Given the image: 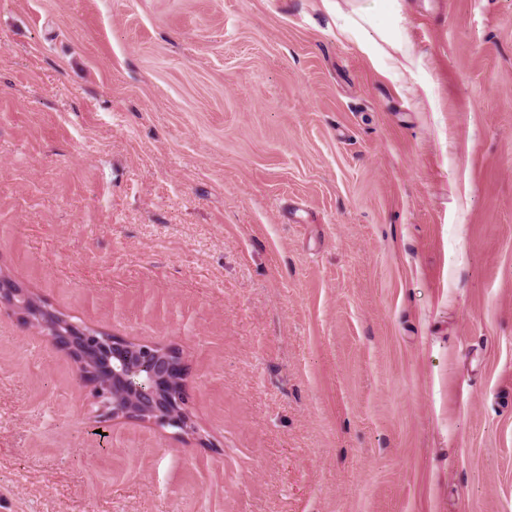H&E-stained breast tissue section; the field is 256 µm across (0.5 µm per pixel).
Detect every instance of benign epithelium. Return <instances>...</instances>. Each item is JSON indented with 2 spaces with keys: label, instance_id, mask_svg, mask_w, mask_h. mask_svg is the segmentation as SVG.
I'll return each instance as SVG.
<instances>
[{
  "label": "benign epithelium",
  "instance_id": "obj_1",
  "mask_svg": "<svg viewBox=\"0 0 512 512\" xmlns=\"http://www.w3.org/2000/svg\"><path fill=\"white\" fill-rule=\"evenodd\" d=\"M29 291L10 276L0 274V308L16 314L75 365L81 382L89 387L101 413L93 426L99 437L109 436L106 424L114 420L175 428L192 435L206 447L189 414L187 378L190 366L173 344H146L82 327L67 320L50 305L38 302L39 313L26 307Z\"/></svg>",
  "mask_w": 512,
  "mask_h": 512
}]
</instances>
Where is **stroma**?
Here are the masks:
<instances>
[{
  "mask_svg": "<svg viewBox=\"0 0 512 512\" xmlns=\"http://www.w3.org/2000/svg\"><path fill=\"white\" fill-rule=\"evenodd\" d=\"M0 0V273L180 346L115 421L0 310V512H512V0ZM352 5V12L357 16L347 17V22L339 26V32L345 38L357 40L360 51L373 63L381 57L392 61L393 68L400 74L412 73L418 64L414 48L406 36L408 17L404 12L403 1L408 0H346ZM362 2H371V5ZM383 2L392 5V21L383 28L376 30L378 38L360 39L357 31L362 28V22L371 24L375 12ZM367 4V5H366Z\"/></svg>",
  "mask_w": 512,
  "mask_h": 512,
  "instance_id": "1",
  "label": "stroma"
}]
</instances>
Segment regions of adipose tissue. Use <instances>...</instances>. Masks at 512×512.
Here are the masks:
<instances>
[{
  "label": "adipose tissue",
  "mask_w": 512,
  "mask_h": 512,
  "mask_svg": "<svg viewBox=\"0 0 512 512\" xmlns=\"http://www.w3.org/2000/svg\"><path fill=\"white\" fill-rule=\"evenodd\" d=\"M390 2L392 6V21L378 29L376 36L358 39L357 33L363 24L371 23L382 2ZM353 15L340 26L339 32L346 38L358 41L360 51L370 60L389 58L393 67L399 73L413 72L418 64L414 49L406 36L408 17L404 12L403 0H348Z\"/></svg>",
  "instance_id": "adipose-tissue-1"
}]
</instances>
